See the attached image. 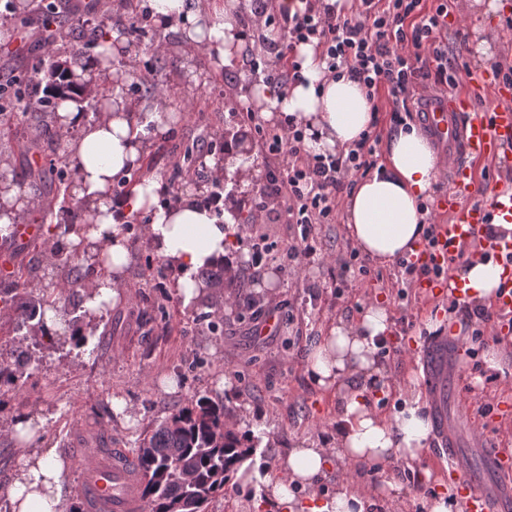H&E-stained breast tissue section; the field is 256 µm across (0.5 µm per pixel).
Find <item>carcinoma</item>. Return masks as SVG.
I'll list each match as a JSON object with an SVG mask.
<instances>
[{
    "label": "carcinoma",
    "instance_id": "cac0c4a2",
    "mask_svg": "<svg viewBox=\"0 0 512 512\" xmlns=\"http://www.w3.org/2000/svg\"><path fill=\"white\" fill-rule=\"evenodd\" d=\"M121 2L128 9V18H139L128 28V34L146 35L148 17L138 15L140 7L134 5L133 0ZM49 72L54 78L56 98L76 94L82 79L93 77L76 56L71 58V65L55 64ZM3 97L18 102L32 100L34 91L28 76L24 73L16 75L7 85L6 92L0 94V99ZM54 109L55 105L48 97L33 106V111L38 113L36 131L42 147L52 154L56 153L61 137L45 115ZM71 165L64 155L50 159L59 185H65L70 179ZM56 266L62 278L54 292L34 297L19 290V285L39 278L41 266L35 260L20 268L14 287L0 292L5 306L16 312L17 327L44 316L45 308L59 303L66 288L85 278L79 258L74 254L56 258ZM30 360L29 352L23 351L11 362L1 361L0 382L16 383ZM253 448L251 434L228 427L224 402L206 396L188 401L144 434L135 449L142 474L141 495L148 512H206L211 499L224 494L239 459Z\"/></svg>",
    "mask_w": 512,
    "mask_h": 512
}]
</instances>
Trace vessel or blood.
<instances>
[{
  "label": "vessel or blood",
  "instance_id": "1",
  "mask_svg": "<svg viewBox=\"0 0 512 512\" xmlns=\"http://www.w3.org/2000/svg\"><path fill=\"white\" fill-rule=\"evenodd\" d=\"M493 94L490 111L473 109V96L465 89H451L429 96L421 117L443 149L442 173L455 192L475 197L474 205L457 207L453 194L443 197L441 211L448 221L437 229L435 247H422L416 260L431 266L451 267L462 260L478 259L498 266L506 286L492 302V310L512 317V239H487L483 230L493 217L512 223V183L502 174L512 172V85L497 79L486 82ZM489 162L496 178H477L473 165ZM448 337L437 338L420 353L429 380V401L440 451L448 455V481L464 501L468 512H512V500L486 494L475 485L470 457L458 452L448 432V408L444 392L449 377L458 375L462 361L446 355ZM67 453L79 476L73 485L87 512H144L139 495V476L132 452L113 441L108 427H101L93 443L72 436Z\"/></svg>",
  "mask_w": 512,
  "mask_h": 512
}]
</instances>
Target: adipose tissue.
Returning a JSON list of instances; mask_svg holds the SVG:
<instances>
[{
    "label": "adipose tissue",
    "instance_id": "1",
    "mask_svg": "<svg viewBox=\"0 0 512 512\" xmlns=\"http://www.w3.org/2000/svg\"><path fill=\"white\" fill-rule=\"evenodd\" d=\"M149 2L156 26L178 33L181 52L202 50L218 72L239 60L248 36L234 16L237 0ZM135 55L119 32H111L91 63L96 81L83 89L81 100L60 101L55 113L61 130L73 134L68 143L76 167L73 191L85 202L87 221L67 232L47 225L45 235L53 251L77 249L104 260L103 274L89 283L84 297L83 310L89 315L100 314L116 300L130 261L124 226L134 212L148 207L152 220L142 230L154 252L176 270L174 288L183 303L197 298L200 270L238 266L230 254L238 232L233 213L211 204L200 192L185 190L174 203L163 206L159 200L171 192L169 181L147 177L123 197L113 196L116 183L140 167L149 138L168 128L167 113L135 117L116 89L118 80L133 78V70L119 77L105 64L109 58L129 61ZM299 59L302 82L281 93L256 88V105L267 116H293L305 129L311 153L354 147L374 119L364 86L346 76L325 78V65L314 45L301 46ZM106 86L113 90L106 108L98 118L87 117L82 99L100 98ZM440 167L439 156L414 124L389 136L381 166L360 182L345 206L347 234L364 254L388 266L418 248L425 218L421 204ZM460 277L471 301L484 306L503 284L498 267L481 263L465 267ZM390 332L386 308L373 304L356 319L337 320L317 345L309 373L316 386L336 393L334 434L322 444L303 439L289 448L280 477L267 482L258 501L266 512H367L377 490L361 493L340 486L334 495L322 492V481L337 462L388 467L417 458L428 447L430 426L415 388H405L403 404L392 415L377 406L376 395L387 385L376 358L377 342ZM64 467L51 448L22 457L9 493L10 512H67ZM300 489L305 492L301 498L296 495Z\"/></svg>",
    "mask_w": 512,
    "mask_h": 512
}]
</instances>
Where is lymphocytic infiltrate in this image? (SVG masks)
Masks as SVG:
<instances>
[{
  "mask_svg": "<svg viewBox=\"0 0 512 512\" xmlns=\"http://www.w3.org/2000/svg\"><path fill=\"white\" fill-rule=\"evenodd\" d=\"M251 2L252 28L267 38L280 64L264 68L253 59L249 67L260 72L264 84L281 91L300 80L296 56L306 43L319 49L327 78L348 76L364 85L373 100L388 90L396 125L418 111L423 92L444 93L474 76L469 63L448 58L442 38L448 0L431 5L425 0H353L349 15L337 13L328 0H303V9L292 13L278 9L276 0ZM240 117L254 124L263 150L272 157L266 183L250 205L258 209L276 200L284 222L300 225L299 237L280 257L283 266L296 270L299 259L316 253L311 243L316 225L336 223L342 193L375 167L379 139L367 133L348 152L313 156L295 120L265 126L246 107Z\"/></svg>",
  "mask_w": 512,
  "mask_h": 512,
  "instance_id": "f902f5d3",
  "label": "lymphocytic infiltrate"
}]
</instances>
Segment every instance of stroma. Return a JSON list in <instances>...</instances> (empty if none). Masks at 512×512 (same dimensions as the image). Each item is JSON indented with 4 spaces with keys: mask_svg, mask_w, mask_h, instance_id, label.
<instances>
[{
    "mask_svg": "<svg viewBox=\"0 0 512 512\" xmlns=\"http://www.w3.org/2000/svg\"><path fill=\"white\" fill-rule=\"evenodd\" d=\"M512 18V0L490 21H483L476 8L465 6L461 22L449 25L443 39L449 57H462L472 69L483 73L498 61H512V32L503 31ZM157 40L167 50L160 59L141 56L142 65L154 70L162 88L160 100L166 111L181 119L150 146L140 175L166 174L171 152L204 144L212 146L213 158L230 140L240 139L252 153L241 171L227 175L224 202L231 205L236 219L252 218L247 232L236 243L244 259L239 266L244 286L229 283L208 284L196 304L183 306L174 294V273L151 249L141 227L128 233L131 262L126 270L122 297L99 316L90 319L78 302L81 289L65 291L58 309L66 320L84 326V341L75 344L60 337L49 347H38L37 326L22 331L0 333V357L12 350H27L31 363L26 376L16 386L0 387V421L15 413L34 412L44 419L43 434L25 445L0 433V487H11L20 456L27 447L61 448L64 433L77 424L88 433L108 424L112 437L125 448H133L141 433L191 398L214 396L216 378L231 376L234 398L225 400L230 417L241 430L257 441L253 453V477L247 491L237 489L215 497L208 512H254L251 500L265 479L275 475L278 464L293 442L303 438H328L336 418V397L318 388L307 373L308 359L321 336L339 318H353L361 309L377 303L385 306L392 323L388 351L380 361L389 380L423 384L425 375L419 362L420 350L435 338L455 333L471 339V327L451 311V302L430 300L410 291L400 298L394 285V266H380L367 256L359 265L369 267L370 276L357 269L341 273L338 266L325 265L320 254H345L349 239L344 222L323 225L316 241V256L302 260L298 275L278 270L275 264H254L256 246L285 250L295 237L296 227L278 221L274 214L250 212L248 201L265 183L268 160L257 150L256 134L240 123L234 110L250 105L256 81L244 65L212 75L209 62L200 57L194 72L183 69L176 50L178 36L156 31ZM488 40L490 54L477 56L475 48ZM0 41L10 51L0 52V83L8 84L19 72H28L45 57L34 45L31 28L21 27L17 17L0 20ZM15 113V101L0 103ZM24 119L12 120L0 130V159L7 161L13 175H20L18 145L30 139ZM275 274L272 286H265L267 274ZM318 285L317 299H310L308 286ZM228 298L223 320L211 329L208 312L216 301ZM272 313L276 326L262 333L264 313ZM473 355L467 357L462 386L471 388L483 401L512 402V336L503 341L484 337L472 341ZM498 357L500 366L491 369L489 357ZM175 378L176 391L161 389V377ZM132 406L136 423H127L112 410L113 398ZM448 421L452 424L458 450L481 463L497 448H512V422L486 431L485 446L469 445L470 430L481 417L474 403L452 394L448 397ZM396 480L400 486L399 504L375 501L369 512H417L428 507L436 481H447L448 460L434 448H425L417 459L389 469L375 465L341 463L322 483L335 492L338 483L362 490L382 479Z\"/></svg>",
    "mask_w": 512,
    "mask_h": 512,
    "instance_id": "35a3bbf8",
    "label": "stroma"
}]
</instances>
